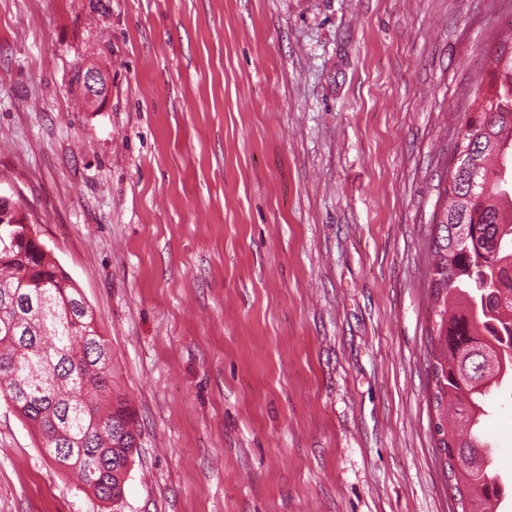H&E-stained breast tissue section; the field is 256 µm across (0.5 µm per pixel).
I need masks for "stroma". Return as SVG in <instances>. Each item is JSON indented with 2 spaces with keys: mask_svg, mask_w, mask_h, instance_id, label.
Returning <instances> with one entry per match:
<instances>
[{
  "mask_svg": "<svg viewBox=\"0 0 512 512\" xmlns=\"http://www.w3.org/2000/svg\"><path fill=\"white\" fill-rule=\"evenodd\" d=\"M509 26L512 0H0V191L111 347L141 433L117 512H454L429 240ZM484 430L511 480V401ZM0 512H106L2 399Z\"/></svg>",
  "mask_w": 512,
  "mask_h": 512,
  "instance_id": "stroma-1",
  "label": "stroma"
}]
</instances>
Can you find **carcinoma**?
I'll use <instances>...</instances> for the list:
<instances>
[{
  "label": "carcinoma",
  "mask_w": 512,
  "mask_h": 512,
  "mask_svg": "<svg viewBox=\"0 0 512 512\" xmlns=\"http://www.w3.org/2000/svg\"><path fill=\"white\" fill-rule=\"evenodd\" d=\"M492 78L475 88L462 134L476 178L453 170L430 246L437 325V409L460 420L436 424L438 448L461 512H497L485 495L496 478L480 465L478 426L496 389L512 397L505 364L480 336L512 335V33L489 52ZM79 288L57 279L36 245L0 249V398L11 404L63 472L100 502L119 503L140 433L126 399L112 391L107 340L78 317Z\"/></svg>",
  "instance_id": "carcinoma-1"
}]
</instances>
